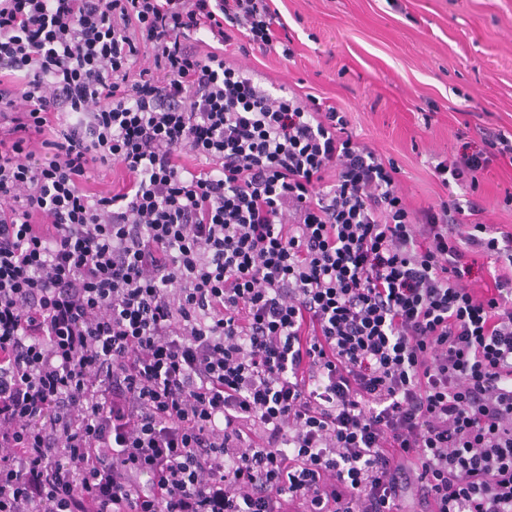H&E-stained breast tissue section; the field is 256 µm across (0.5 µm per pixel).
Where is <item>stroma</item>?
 <instances>
[{"label": "stroma", "instance_id": "obj_1", "mask_svg": "<svg viewBox=\"0 0 512 512\" xmlns=\"http://www.w3.org/2000/svg\"><path fill=\"white\" fill-rule=\"evenodd\" d=\"M292 58L237 50V66L273 94L293 92L346 108L357 140L396 161L412 204L440 203L431 163L460 135L512 128V0H275ZM433 113L431 124L422 116ZM512 166L486 173L475 192L493 227Z\"/></svg>", "mask_w": 512, "mask_h": 512}]
</instances>
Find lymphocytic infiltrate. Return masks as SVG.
Here are the masks:
<instances>
[{
	"label": "lymphocytic infiltrate",
	"mask_w": 512,
	"mask_h": 512,
	"mask_svg": "<svg viewBox=\"0 0 512 512\" xmlns=\"http://www.w3.org/2000/svg\"><path fill=\"white\" fill-rule=\"evenodd\" d=\"M242 39L273 0H0V512H512V229ZM124 179V172L121 167L113 166L103 168L99 171L95 180L89 185V191L95 195H111L112 191L117 192Z\"/></svg>",
	"instance_id": "1"
}]
</instances>
